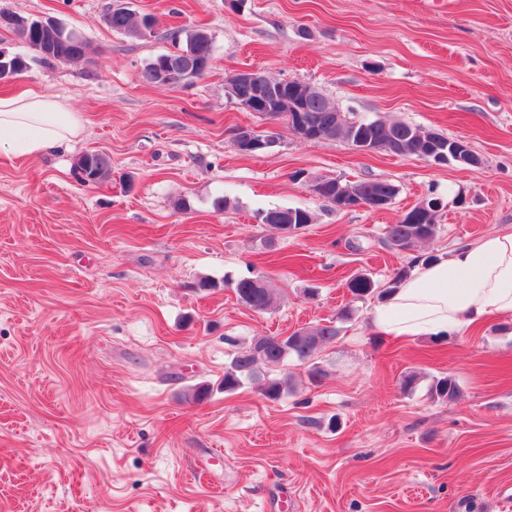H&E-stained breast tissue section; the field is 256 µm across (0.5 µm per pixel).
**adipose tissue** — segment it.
<instances>
[{
  "label": "adipose tissue",
  "instance_id": "obj_1",
  "mask_svg": "<svg viewBox=\"0 0 512 512\" xmlns=\"http://www.w3.org/2000/svg\"><path fill=\"white\" fill-rule=\"evenodd\" d=\"M82 117L57 95L0 96V151L36 157L74 140ZM512 316V232L485 235L412 274L371 315L385 338L461 336L492 317Z\"/></svg>",
  "mask_w": 512,
  "mask_h": 512
}]
</instances>
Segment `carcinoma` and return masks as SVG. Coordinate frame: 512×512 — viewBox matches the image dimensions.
<instances>
[{"label": "carcinoma", "mask_w": 512, "mask_h": 512, "mask_svg": "<svg viewBox=\"0 0 512 512\" xmlns=\"http://www.w3.org/2000/svg\"><path fill=\"white\" fill-rule=\"evenodd\" d=\"M6 15L18 22V26H10L8 30L15 35H28L27 57L19 66H11L7 72H0V80H9L31 69L30 62L50 64L54 61H67L74 64L88 62L89 46L85 38L75 29L59 23L54 30V39L58 44L54 57L49 58L41 51L47 33L32 28L25 29L19 22L27 17L0 8V16ZM150 14H141L126 5L124 0L112 6L106 14V23L112 30L136 37L143 30L145 19ZM173 49L150 60L140 72V79L151 85L161 84V78L172 80V84L187 83L204 76V72L196 70V62L204 61L212 56V38L204 29H180L170 34ZM228 98L237 104L249 103L255 97L252 84L228 78L225 83ZM288 98L301 100L302 118L309 129L320 136L322 141L342 140L350 142L351 136H362L370 142V147L399 156L422 158L430 147L446 153L448 147L457 139L436 132L432 128L413 125L403 121L384 120H352L340 111L321 91L298 81H290L286 85ZM79 180L87 185L99 184L111 174L110 159L102 153H86L81 155L75 164ZM322 183L327 189V198L336 199V190L367 200L385 189V180H363L357 182L343 181L336 183L334 178H325ZM425 208L416 205L407 215L417 216L414 221L400 219L395 224L385 227V241L389 248L395 250L405 244L416 247L434 238L439 230V211L442 202L435 197L423 200ZM260 223L268 225L279 233L298 230L312 223L310 211L301 208H270L258 213ZM412 265L395 269L393 277L381 284L368 273L351 276L347 288L352 298L365 300L376 297L385 299L409 274ZM224 284L233 288L237 299L255 312H268L277 302L276 291L264 279L257 275L241 277L237 280L224 278ZM341 328L336 322L317 324L304 327L288 336H259L250 344L237 349L231 354L228 366L224 370V392L233 393L244 382L258 384L262 397L270 402L281 400L290 389L288 373L269 376L262 371L264 366H279L290 358L307 365V374L311 381L318 382L324 377V370L314 362L315 355L324 347L334 343L339 337ZM460 394L454 377H435L429 388L430 399L448 403L455 401Z\"/></svg>", "instance_id": "1"}]
</instances>
